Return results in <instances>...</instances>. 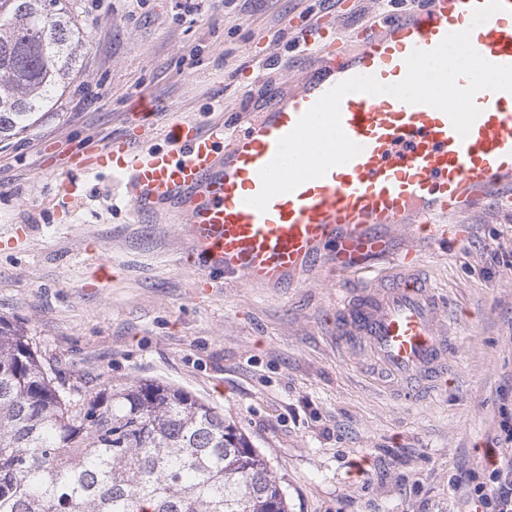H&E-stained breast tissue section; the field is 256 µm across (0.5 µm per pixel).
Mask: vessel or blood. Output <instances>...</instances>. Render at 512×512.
<instances>
[{"mask_svg": "<svg viewBox=\"0 0 512 512\" xmlns=\"http://www.w3.org/2000/svg\"><path fill=\"white\" fill-rule=\"evenodd\" d=\"M485 3L415 0L402 15L383 18L356 53L318 57L300 87L272 93L246 127L228 135L223 119L203 124L181 117L164 130L169 149L123 135L97 149L81 171H109L136 214L164 211L183 220L188 257L203 274L217 271L252 288L297 282L318 265L336 274L361 272L389 257L390 238L402 229L430 244L461 236L462 226L444 225L442 217L491 198L512 205V93H478L480 114L464 137L433 107L348 94L342 127L360 154L274 196L266 211L247 200L259 193V172L278 140L338 83L357 75L399 82L413 50H432L465 29L487 61L512 65V0L472 26L473 9ZM334 333L338 348L363 351L404 399L448 383L446 313L413 251L400 256L383 283L341 290Z\"/></svg>", "mask_w": 512, "mask_h": 512, "instance_id": "obj_1", "label": "vessel or blood"}]
</instances>
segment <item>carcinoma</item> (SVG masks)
<instances>
[{
	"label": "carcinoma",
	"instance_id": "1",
	"mask_svg": "<svg viewBox=\"0 0 512 512\" xmlns=\"http://www.w3.org/2000/svg\"><path fill=\"white\" fill-rule=\"evenodd\" d=\"M66 0H0V142L49 111L89 34ZM0 512H288L266 456L160 380L88 390L0 315Z\"/></svg>",
	"mask_w": 512,
	"mask_h": 512
}]
</instances>
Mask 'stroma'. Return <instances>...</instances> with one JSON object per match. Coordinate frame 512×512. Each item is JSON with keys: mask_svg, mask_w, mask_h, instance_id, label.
<instances>
[{"mask_svg": "<svg viewBox=\"0 0 512 512\" xmlns=\"http://www.w3.org/2000/svg\"><path fill=\"white\" fill-rule=\"evenodd\" d=\"M90 42L53 109L0 144V314L24 322L68 379L89 387L160 379L218 406L263 452L288 512H469L451 477L488 467L512 415V209L449 215L467 234L415 247L452 311V379L407 403L336 348V295L321 270L285 288L198 287L175 218L134 215L107 175L82 178L63 212L72 158L151 124L216 113L243 127L274 90L315 62L305 28L355 47L359 30L404 12L402 0H69ZM111 277L98 283L100 266Z\"/></svg>", "mask_w": 512, "mask_h": 512, "instance_id": "1", "label": "stroma"}]
</instances>
